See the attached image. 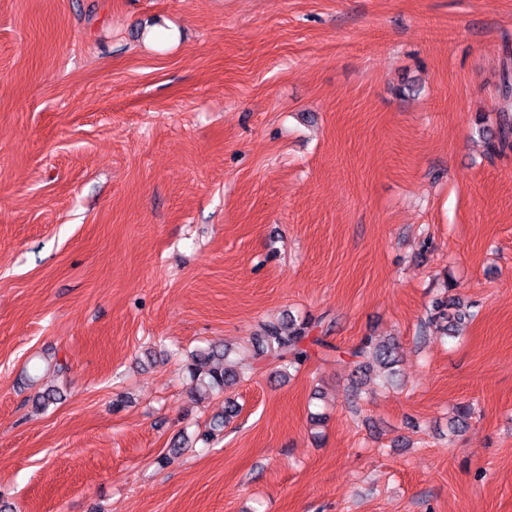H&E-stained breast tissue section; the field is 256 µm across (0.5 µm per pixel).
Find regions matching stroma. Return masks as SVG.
<instances>
[{
    "label": "stroma",
    "instance_id": "1",
    "mask_svg": "<svg viewBox=\"0 0 512 512\" xmlns=\"http://www.w3.org/2000/svg\"><path fill=\"white\" fill-rule=\"evenodd\" d=\"M508 51L512 0H0V505L512 512V150L472 131ZM291 315L325 344L282 380ZM221 343L195 403L175 352ZM473 308L475 304H464L455 298H437L432 302L428 322L436 327L445 323L443 330L457 336L474 319L476 314ZM313 324L311 319L292 317L286 325L265 324L257 339L256 355L277 362L279 374L286 378L290 369L298 371L308 361L311 346L322 344L319 337L310 336ZM350 357L358 359L356 361L359 369H367L371 362L379 364L388 371L389 375L395 373L394 367L397 363V346L393 341H378L372 337H367L353 347ZM227 352V348L209 346L197 349L187 356L186 370L195 383L194 389L199 397L226 393L241 380L239 373L224 368Z\"/></svg>",
    "mask_w": 512,
    "mask_h": 512
}]
</instances>
